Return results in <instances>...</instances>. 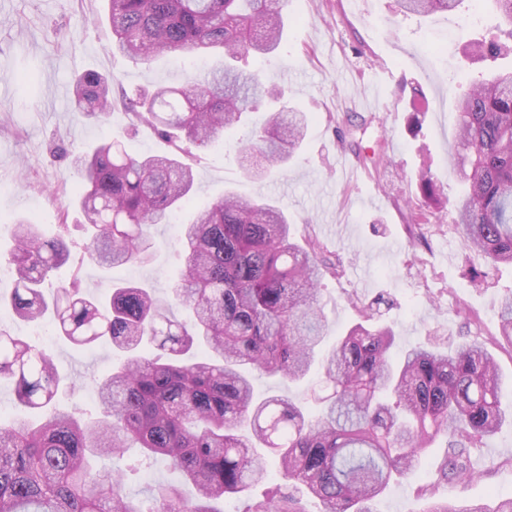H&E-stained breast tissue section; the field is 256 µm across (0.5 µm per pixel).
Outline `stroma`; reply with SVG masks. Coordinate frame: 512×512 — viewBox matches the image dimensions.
<instances>
[{"label":"stroma","instance_id":"obj_1","mask_svg":"<svg viewBox=\"0 0 512 512\" xmlns=\"http://www.w3.org/2000/svg\"><path fill=\"white\" fill-rule=\"evenodd\" d=\"M105 3L0 0V258L13 246L11 226L18 220L40 224L49 237L61 220L80 223L70 205L80 180L73 153L93 151L111 136L134 155L167 148L154 128L131 125L123 106L100 120L71 109L72 80L84 71L113 77L116 92L131 94L181 85L196 72L175 55L142 64L109 52ZM284 12L278 53L248 63L269 88L308 113L304 145L285 167L268 168L259 153L240 149L268 112L250 114L225 138L194 148V193L178 221L228 188L286 209L298 235L319 240L337 258L335 273L321 282L330 325L326 345L360 321L361 306L375 301L378 322L392 326L400 348L496 335L512 267L487 269L466 249L454 222L459 183L453 165L458 101L474 72L461 48L495 18L485 14L477 27L463 9L420 19L401 14L396 0H287ZM414 116L422 123L417 133L410 125ZM375 151L383 163L363 164ZM424 169L440 208L427 207L416 191ZM151 234L149 264L105 271L70 262L58 277L79 275L83 291L96 297L131 281L167 299L182 267L177 236L166 224L153 226ZM473 267L488 270L483 287L471 284ZM42 343L58 369L77 381L75 390L58 393L57 408L99 415L95 389L117 359L110 342L79 347L52 335ZM445 453V441H437L424 467L390 485L377 512H422L426 500L418 489L432 480ZM472 462L480 479L441 485L438 496L484 505L512 497V428L484 439Z\"/></svg>","mask_w":512,"mask_h":512}]
</instances>
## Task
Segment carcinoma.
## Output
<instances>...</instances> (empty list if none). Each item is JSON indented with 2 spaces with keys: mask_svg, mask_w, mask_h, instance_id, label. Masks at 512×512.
<instances>
[{
  "mask_svg": "<svg viewBox=\"0 0 512 512\" xmlns=\"http://www.w3.org/2000/svg\"><path fill=\"white\" fill-rule=\"evenodd\" d=\"M487 1L499 24L470 43L486 67L459 100L454 161L463 189L455 208L467 246L497 267L512 266V68L497 66L512 59V0ZM463 3L400 0V7L429 17ZM282 8L283 0H107L109 50L145 64L220 50L224 66L179 87L122 96L134 118L163 132L171 152L135 157L111 139L77 156L83 181L75 197L90 262L105 270L150 262V227L167 223L193 187L189 146L223 137L273 97L247 60L275 52ZM114 103L107 78L89 71L77 79L73 105L81 116L103 118ZM307 128L305 113L283 101L242 150L286 163ZM417 190L441 204L428 174ZM13 236L7 263L16 317L49 315L57 335L79 346L107 340L122 361L97 385L102 416L86 419L54 407L62 386L75 382L60 375L49 350L0 327V379L13 380L19 401L40 414L36 423H0V512H219L215 501L267 478L269 458L278 461L283 489L252 499L246 512H304L305 495L323 512H375L389 485L411 474L440 438L447 451L433 484L477 477L472 451L512 422L495 357L476 341L396 355L392 328L372 323L369 307L364 321L324 347L319 285L333 265L316 240L297 242L288 215L267 199L226 189L181 225L185 262L168 304L135 283L115 286L105 300L86 295L77 273L48 297L43 288L71 256L66 240L25 221ZM490 343L512 349L511 290ZM316 363L328 394L315 398V416L286 396L255 392L256 372L300 382ZM132 446L146 464L178 469L195 497L159 483L147 505L126 492L124 470L93 468V458ZM424 512H512V498L493 510L431 501Z\"/></svg>",
  "mask_w": 512,
  "mask_h": 512,
  "instance_id": "cac0c4a2",
  "label": "carcinoma"
}]
</instances>
